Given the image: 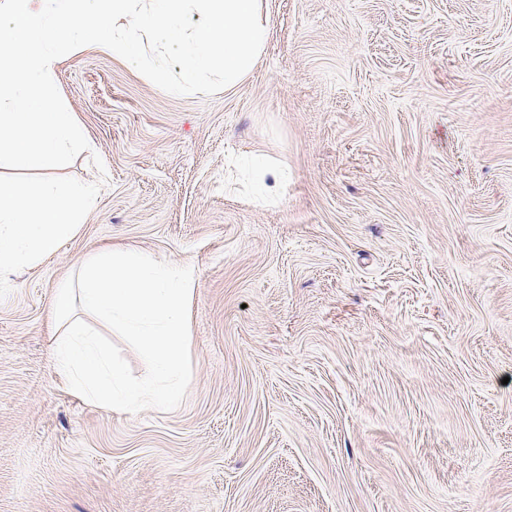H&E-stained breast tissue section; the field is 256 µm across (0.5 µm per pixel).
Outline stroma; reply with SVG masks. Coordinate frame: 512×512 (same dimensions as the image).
<instances>
[{
    "mask_svg": "<svg viewBox=\"0 0 512 512\" xmlns=\"http://www.w3.org/2000/svg\"><path fill=\"white\" fill-rule=\"evenodd\" d=\"M263 6L211 96L61 57L92 150L55 173L101 191L0 300V512H512V0ZM253 150L277 202L233 167ZM112 245L194 265L174 410L54 368L50 303ZM247 167L254 188L262 198L279 196L288 183L285 172L261 155L248 154Z\"/></svg>",
    "mask_w": 512,
    "mask_h": 512,
    "instance_id": "stroma-1",
    "label": "stroma"
}]
</instances>
